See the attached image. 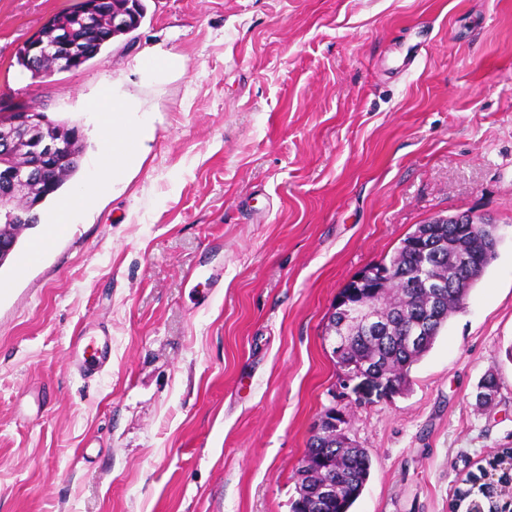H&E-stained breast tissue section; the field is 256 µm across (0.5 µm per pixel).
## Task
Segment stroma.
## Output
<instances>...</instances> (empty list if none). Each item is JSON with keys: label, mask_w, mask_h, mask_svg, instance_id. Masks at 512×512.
I'll list each match as a JSON object with an SVG mask.
<instances>
[{"label": "stroma", "mask_w": 512, "mask_h": 512, "mask_svg": "<svg viewBox=\"0 0 512 512\" xmlns=\"http://www.w3.org/2000/svg\"><path fill=\"white\" fill-rule=\"evenodd\" d=\"M78 2L0 0V96L80 126L79 182L103 81L154 137L126 185L0 267V512H290L332 405L372 460L352 512H449L512 448V0H146L136 31L31 79L18 47ZM157 44L183 72L131 81ZM459 212L502 238L465 310L407 392L339 396L337 293ZM80 326L112 338L92 382L67 364Z\"/></svg>", "instance_id": "obj_1"}]
</instances>
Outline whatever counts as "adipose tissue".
Wrapping results in <instances>:
<instances>
[{"label":"adipose tissue","instance_id":"ef3b65f1","mask_svg":"<svg viewBox=\"0 0 512 512\" xmlns=\"http://www.w3.org/2000/svg\"><path fill=\"white\" fill-rule=\"evenodd\" d=\"M88 109L102 115L100 134L105 147L102 157L83 182L74 187L57 207L43 216L54 226L75 223L108 186L119 184L125 174L141 167L154 135L151 118L116 85L102 84Z\"/></svg>","mask_w":512,"mask_h":512}]
</instances>
